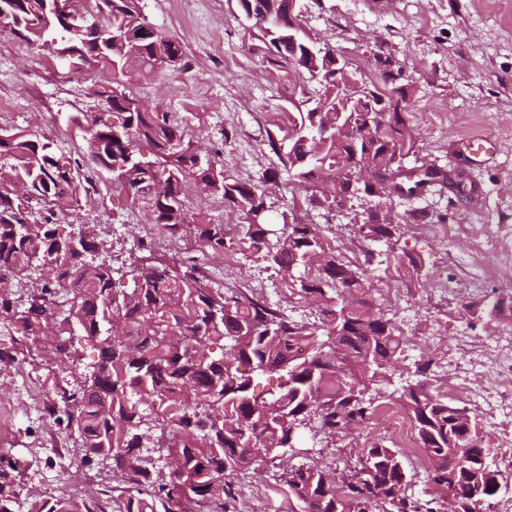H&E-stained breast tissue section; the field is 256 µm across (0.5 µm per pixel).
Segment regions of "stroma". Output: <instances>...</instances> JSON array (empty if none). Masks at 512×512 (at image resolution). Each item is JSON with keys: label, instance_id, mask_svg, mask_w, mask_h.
I'll list each match as a JSON object with an SVG mask.
<instances>
[{"label": "stroma", "instance_id": "stroma-1", "mask_svg": "<svg viewBox=\"0 0 512 512\" xmlns=\"http://www.w3.org/2000/svg\"><path fill=\"white\" fill-rule=\"evenodd\" d=\"M140 5L149 22L181 45L187 66L176 72L160 67L152 79L132 81L131 91L146 105L171 112L196 147L219 152L232 178L259 179L266 171L282 170L268 141L291 133L298 119L289 104L295 91L254 50L251 24L237 0H141ZM299 6L303 26L317 44L349 57L367 75H375L379 55L404 64L405 118L417 142L408 164L440 169L450 181L408 200L361 197L340 205L329 186L292 187L280 179L265 187L272 216L295 212L320 225L327 240L347 242L355 241V225L375 206L407 218L399 245L424 259L427 276L406 282L391 253L366 271L374 288L399 289L387 312L417 348L391 370L392 385H401L405 368L430 363L435 382L446 365L464 362L455 341L459 333L493 342L498 354L511 355L512 323H469L462 314L464 304L492 293L512 298V0H299ZM47 54V48L0 29V100L12 102L14 110L0 125L53 138L77 158L83 141L68 117L109 116L105 105L87 94L100 73L57 55L43 68L40 59ZM477 135L489 141L487 155L479 159L470 154ZM96 183L86 205L61 215L59 233L76 224L147 223L145 210L113 193L107 177ZM414 210L421 211L420 220L411 219ZM424 224L454 225L458 231L445 244L422 234ZM475 238L486 241L476 265L470 260ZM476 266L486 279L482 291L469 292L465 286ZM437 272L447 274L448 294L436 292ZM30 380L43 396H55L49 359L0 369V411L7 418L0 429V456L19 463L23 473L18 512H27L32 499L66 490L50 458L52 449L65 446V432L27 396L24 384ZM378 439H397L379 412L337 433L333 442L309 441L300 454L232 477L227 512H277L283 500L278 476L286 466L311 458L340 471Z\"/></svg>", "mask_w": 512, "mask_h": 512}]
</instances>
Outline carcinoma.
Instances as JSON below:
<instances>
[{"instance_id":"obj_1","label":"carcinoma","mask_w":512,"mask_h":512,"mask_svg":"<svg viewBox=\"0 0 512 512\" xmlns=\"http://www.w3.org/2000/svg\"><path fill=\"white\" fill-rule=\"evenodd\" d=\"M275 14L276 23H254L268 62L299 89L291 103L300 120L295 135L280 143L288 182L311 186L333 171L336 180L352 176L358 165L393 166L415 154L416 140L404 113L391 111V98L379 84L403 65L377 57L381 83L349 67L336 74L330 58L303 61L302 49L288 40L292 0H252ZM47 0H0L14 20L11 33L32 45L42 34ZM98 17L89 21L70 12L69 24L57 20L78 59L108 75L92 83L89 95L112 111V123L74 115L81 133V160L67 156L54 140L0 126V282L17 278L33 258L44 265L37 287L0 292V323L20 349L0 351L1 366L50 354L64 383L58 385L53 412L72 441L77 467L105 460L112 480L123 484L117 512H225L234 497L225 478L247 475L283 459L299 446L303 430L330 439L366 421L375 403L391 398L383 382L387 370L409 347L394 318L372 301L371 282L362 264L331 247L316 224L282 215L274 224L264 183L236 180L224 173L216 156L198 152L185 128L169 112H158L133 95L123 77L135 69L143 79L162 65L163 55L179 53L173 68L185 67L180 45L148 22L140 0H95ZM361 83L378 111H354L345 89ZM327 100L340 112L299 110L310 99ZM370 116L374 137L354 145ZM154 150L141 158L139 144ZM112 174V191L143 207L151 220L139 241L142 255L128 251L130 263H93L91 252L111 247L107 235L82 227L60 235L59 215L76 210L95 188L93 171ZM447 180L440 170H417L414 179L398 177L396 190L415 196ZM202 186L208 195L242 216L233 226L215 223L205 212L189 213L186 187ZM41 208L30 220L31 204ZM264 211L261 223L250 220ZM365 238L396 249L400 225L369 214ZM193 235L200 252L237 253L247 262L273 270L275 288L285 302L315 300L314 316H295L262 292H244L206 275L197 263L178 262L161 251L156 237L169 241ZM411 279L425 262L409 254L399 259ZM473 319H495L512 305L490 295L464 305ZM83 336L96 357L82 365L69 341ZM430 364L416 366L421 379L399 392L416 441L430 462L428 482L444 497L460 495L463 512H491L508 488V478L490 460L494 449L469 411L433 393ZM278 379L276 389L258 391ZM288 502L309 512H438L443 497L421 503L408 495L413 476L401 449L381 440L361 449L357 463L336 479L315 461L291 465L279 475ZM21 485L17 467L0 457V512H15ZM111 489L66 493L34 500L29 512H96L95 498Z\"/></svg>"}]
</instances>
